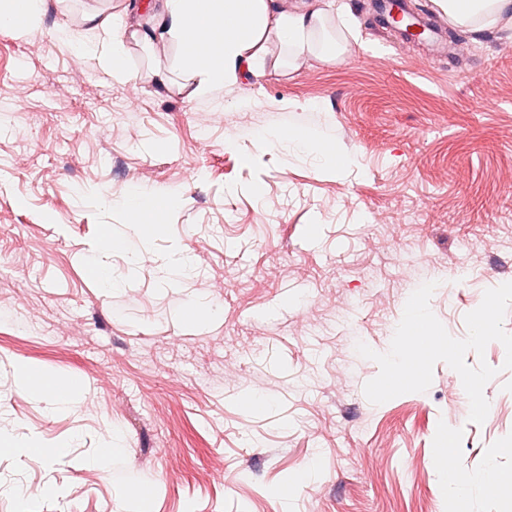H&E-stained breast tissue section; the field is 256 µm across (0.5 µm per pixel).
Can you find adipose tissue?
Returning a JSON list of instances; mask_svg holds the SVG:
<instances>
[{"label":"adipose tissue","instance_id":"1","mask_svg":"<svg viewBox=\"0 0 512 512\" xmlns=\"http://www.w3.org/2000/svg\"><path fill=\"white\" fill-rule=\"evenodd\" d=\"M449 19L460 25L495 24L512 0H438ZM44 0H0V33L21 40L40 28ZM330 15L324 0H303L291 10L281 0H160L154 15L143 23H129L122 14H87L82 32L67 26L58 32L80 53L99 58L117 70L123 51V35L144 46L169 41L181 48L178 67L193 82L196 96L230 86L244 72L258 73L264 64L270 40H278L289 61L316 53L323 61L339 59L342 48L332 39L313 43ZM150 209L132 212L127 200H112L105 193L95 201L103 207L125 210L129 226L139 238L157 230L156 214L167 209L168 197L151 194Z\"/></svg>","mask_w":512,"mask_h":512}]
</instances>
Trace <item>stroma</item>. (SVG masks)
Masks as SVG:
<instances>
[{
	"mask_svg": "<svg viewBox=\"0 0 512 512\" xmlns=\"http://www.w3.org/2000/svg\"><path fill=\"white\" fill-rule=\"evenodd\" d=\"M155 0H46L41 29L0 34V512H512V370L483 424L459 375L372 404L364 385L413 289L457 339L485 290L512 282V16L470 56L380 39L373 0H336L341 58L266 68L194 98L179 47L127 40L124 80L78 59L58 24L153 13ZM168 70V87L152 73ZM333 136L341 168L262 143ZM177 202L121 288L84 257L127 234L101 191ZM192 273L174 274V247ZM74 383L36 396L22 369ZM467 496H449L437 449ZM491 491H484V483Z\"/></svg>",
	"mask_w": 512,
	"mask_h": 512,
	"instance_id": "35a3bbf8",
	"label": "stroma"
}]
</instances>
